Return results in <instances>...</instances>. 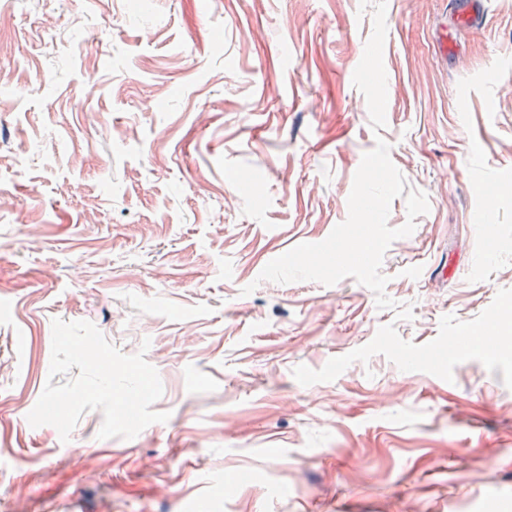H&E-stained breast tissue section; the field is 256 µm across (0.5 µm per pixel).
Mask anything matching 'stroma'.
Here are the masks:
<instances>
[{
  "instance_id": "obj_1",
  "label": "stroma",
  "mask_w": 512,
  "mask_h": 512,
  "mask_svg": "<svg viewBox=\"0 0 512 512\" xmlns=\"http://www.w3.org/2000/svg\"><path fill=\"white\" fill-rule=\"evenodd\" d=\"M0 0V512H512V0ZM449 29L457 56L445 59ZM430 209L377 309L258 276L346 220L376 138ZM144 352L168 413L69 441L27 415L52 322Z\"/></svg>"
}]
</instances>
